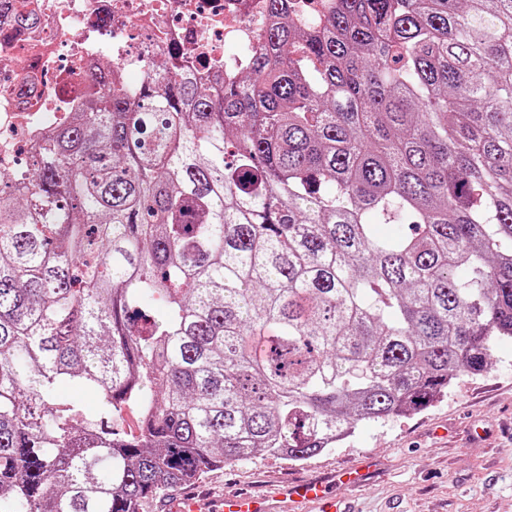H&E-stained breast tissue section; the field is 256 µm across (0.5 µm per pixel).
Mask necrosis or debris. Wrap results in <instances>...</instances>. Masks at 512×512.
Here are the masks:
<instances>
[{"label":"necrosis or debris","mask_w":512,"mask_h":512,"mask_svg":"<svg viewBox=\"0 0 512 512\" xmlns=\"http://www.w3.org/2000/svg\"><path fill=\"white\" fill-rule=\"evenodd\" d=\"M37 27L0 35V168L29 159L68 124L94 73L127 92L169 48L195 73L232 67L258 43L265 0H6Z\"/></svg>","instance_id":"4bbe7bcc"}]
</instances>
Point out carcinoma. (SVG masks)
Segmentation results:
<instances>
[{
    "label": "carcinoma",
    "mask_w": 512,
    "mask_h": 512,
    "mask_svg": "<svg viewBox=\"0 0 512 512\" xmlns=\"http://www.w3.org/2000/svg\"><path fill=\"white\" fill-rule=\"evenodd\" d=\"M266 14L244 77L101 72L0 169V512L307 461L512 341V0Z\"/></svg>",
    "instance_id": "1"
}]
</instances>
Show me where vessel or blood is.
<instances>
[{"mask_svg":"<svg viewBox=\"0 0 512 512\" xmlns=\"http://www.w3.org/2000/svg\"><path fill=\"white\" fill-rule=\"evenodd\" d=\"M311 501L321 502L322 512H341L327 484L322 482L288 485L264 500L245 494L227 496L218 500L214 508L215 512H303Z\"/></svg>","mask_w":512,"mask_h":512,"instance_id":"b4317fda","label":"vessel or blood"}]
</instances>
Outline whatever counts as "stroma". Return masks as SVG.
<instances>
[{
  "instance_id": "stroma-1",
  "label": "stroma",
  "mask_w": 512,
  "mask_h": 512,
  "mask_svg": "<svg viewBox=\"0 0 512 512\" xmlns=\"http://www.w3.org/2000/svg\"><path fill=\"white\" fill-rule=\"evenodd\" d=\"M366 459L373 468L357 490L331 484L337 469ZM307 478L328 481L352 512H512V343L426 410L366 423L303 463L259 455L214 470L191 490L200 512H213L226 492L270 495Z\"/></svg>"
}]
</instances>
